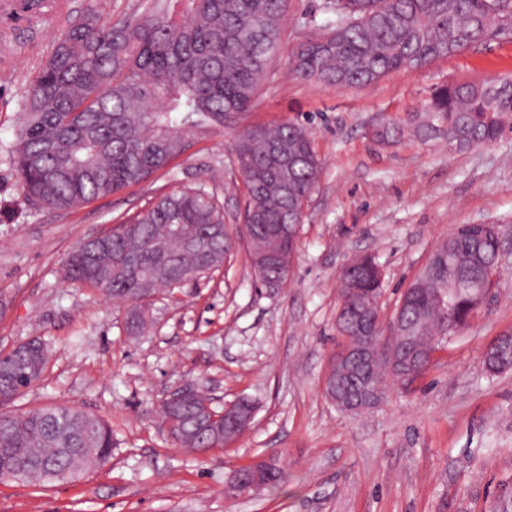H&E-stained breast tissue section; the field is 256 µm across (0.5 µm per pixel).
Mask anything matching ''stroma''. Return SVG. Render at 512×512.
<instances>
[{"mask_svg":"<svg viewBox=\"0 0 512 512\" xmlns=\"http://www.w3.org/2000/svg\"><path fill=\"white\" fill-rule=\"evenodd\" d=\"M0 0V351L39 338L44 377L22 409L67 405L112 429V458L53 484L0 480V512H512V370L491 375L483 353L512 332V133L465 152L372 128L418 108L437 85L512 77V36L480 41L366 87L282 76L222 128L195 133L172 166L69 211L28 200L12 163L34 73L86 0ZM312 119L322 173L299 229L291 278L259 283L246 244L206 277L150 301L147 326L126 328V305L64 279L81 241L135 215L160 193L204 183L240 224L244 187L230 165L247 128ZM503 231L501 280L486 310L440 340L408 391L350 414L324 393L340 338L338 275L371 254L384 270L383 318L457 224ZM190 386L221 405L257 404L251 428L207 454L179 448L162 419L166 395ZM274 453L286 478L236 497L233 472Z\"/></svg>","mask_w":512,"mask_h":512,"instance_id":"35a3bbf8","label":"stroma"}]
</instances>
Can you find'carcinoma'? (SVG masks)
I'll return each instance as SVG.
<instances>
[{
	"instance_id": "1",
	"label": "carcinoma",
	"mask_w": 512,
	"mask_h": 512,
	"mask_svg": "<svg viewBox=\"0 0 512 512\" xmlns=\"http://www.w3.org/2000/svg\"><path fill=\"white\" fill-rule=\"evenodd\" d=\"M292 0H158L141 17L112 19L107 0H87L81 22L59 31L54 49L31 80L17 130L13 164L25 196L68 211L116 194L168 168L206 127H222L249 110L262 88L280 78L282 25ZM333 18L312 24L287 55L288 74L336 88L362 87L402 68H420L504 32L512 33V0H321ZM512 129V78L443 84L420 108L378 127L372 138L388 143L406 136L466 151L495 143ZM232 164L245 189L244 226L251 265L263 282L278 268L267 262L288 252L278 224H300L317 185L321 158L312 132L288 121L240 132ZM125 223L132 233L100 234L108 243L99 264L88 266L77 245L62 260L70 280L131 300L129 331L144 329V301L164 288L222 267L237 239L213 238L226 224L224 203L204 184L163 193ZM478 243L454 230L432 252L426 269L399 301V322L414 326V346L426 353L451 336L434 298L465 315L469 292L448 280V264L477 278ZM378 264L366 255L339 276L340 295L354 283L377 297L383 283L366 274ZM389 354L407 350L401 333L384 340ZM47 349L39 339L0 352V472L22 483L72 479L84 467L107 463L112 431L100 418L52 405L21 411L12 404L44 376ZM486 371L512 369L484 352ZM224 424L223 408L196 393L174 413V441L202 452L224 447V433L206 428L205 407Z\"/></svg>"
}]
</instances>
